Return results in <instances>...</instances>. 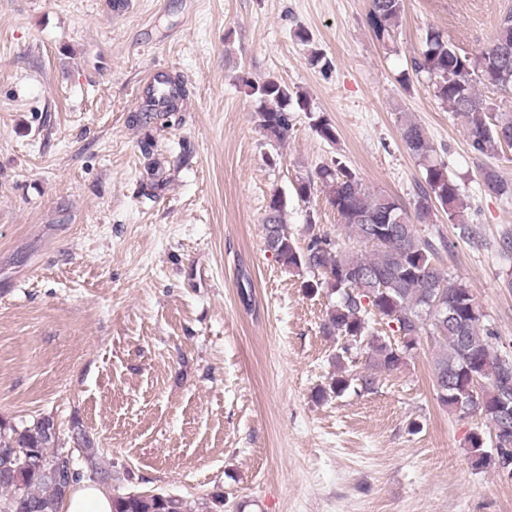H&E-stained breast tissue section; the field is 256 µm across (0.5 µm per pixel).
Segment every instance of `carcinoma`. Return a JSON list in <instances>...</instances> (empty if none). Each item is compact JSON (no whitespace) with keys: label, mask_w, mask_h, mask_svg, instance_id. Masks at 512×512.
Returning <instances> with one entry per match:
<instances>
[{"label":"carcinoma","mask_w":512,"mask_h":512,"mask_svg":"<svg viewBox=\"0 0 512 512\" xmlns=\"http://www.w3.org/2000/svg\"><path fill=\"white\" fill-rule=\"evenodd\" d=\"M403 0H370L369 25L385 41L399 25ZM415 74H425L434 96L462 118L471 147L484 154L503 145L512 147V115L496 113L492 102L478 86L512 93V9L504 12L493 39L476 56L460 52L437 30L430 29L418 56L411 60ZM248 95L258 103V126L280 144L288 138L292 113L302 111L311 126L326 141L336 140L330 120L315 114L308 97L288 85L268 79L244 81ZM176 111L174 101L148 98L133 119L143 125ZM401 137L424 169L414 211L396 197L366 186L350 169L322 166L316 178L300 179L294 196L306 203L315 182L327 188V202L336 210L349 237L360 250H347L327 233H311L304 248L291 240L284 224L285 194L272 195L264 228L265 243L276 261L291 272L307 271L313 279L305 284L310 292L324 288L337 295L321 324L323 335L336 341L332 360L335 372L319 388L324 400L348 389L371 392L381 373L406 364L407 356L426 336L435 344L433 386L438 401L453 413L458 404L478 401L489 433L473 431L467 439L470 457L482 469H498L496 448L512 446V420L501 432L499 405L512 397V359L494 347L496 332L484 323V313L470 285L455 279L436 259L448 250L441 236L422 235L419 224L432 218L439 205L448 223H460L458 185L448 176L443 162L432 158L433 148L425 130L410 118L401 125ZM482 188L490 194L512 197V182L492 167L480 169ZM454 311L456 317L448 318ZM385 320L390 334L370 331L369 315ZM364 359V373L354 377L347 364ZM481 380L477 392L470 391V375ZM53 421L45 416L17 422L0 417V448H26L30 459L8 474L0 471V512H60L61 504L81 479L103 485L112 473L102 467L93 439L80 427L74 428V443L81 463L61 451ZM112 512H195L182 497L129 491L112 496Z\"/></svg>","instance_id":"obj_1"}]
</instances>
